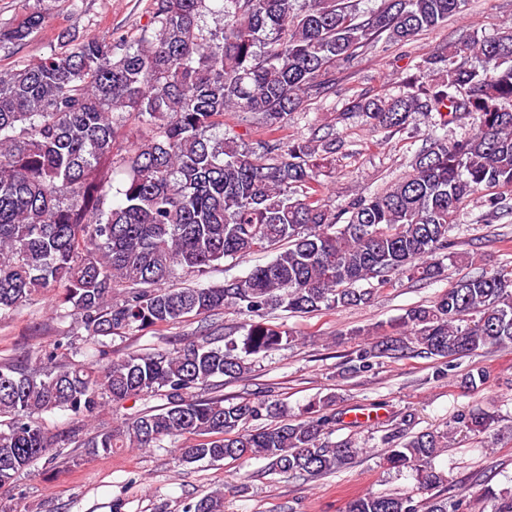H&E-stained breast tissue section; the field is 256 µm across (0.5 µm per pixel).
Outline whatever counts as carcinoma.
<instances>
[{
	"label": "carcinoma",
	"instance_id": "carcinoma-1",
	"mask_svg": "<svg viewBox=\"0 0 512 512\" xmlns=\"http://www.w3.org/2000/svg\"><path fill=\"white\" fill-rule=\"evenodd\" d=\"M151 0L146 34L135 41L85 37L47 56L0 70V314L53 290L58 307L105 345L119 333L174 325L188 317L240 308L252 316L230 333L185 339L168 351L130 353L93 369L41 350L0 365V489L39 460L52 464L54 440L40 416L55 410L94 418L106 404L154 394L165 403L80 444L86 454L160 448L183 437L179 462L266 461L265 472L317 479L368 452L352 439L332 442L334 395L315 398L295 419L271 395L239 402L202 393L239 379L248 358L295 342L265 322L282 310L317 314L370 303L377 281L436 279L443 261L470 272L427 305L411 307L390 332L355 329L362 348L346 374L382 358L470 357L512 348V266L474 265L448 233L460 207L479 200L486 223L512 213V25L433 48L418 68L434 82L400 79L395 95L361 94L347 110L381 128L403 127L413 112L439 125L473 118L474 134L433 138L411 170L386 191L333 210L319 179L336 138L314 132L285 139L288 114L325 98L319 77L348 64L381 36L406 44L448 24L469 0ZM219 17L207 25L208 16ZM32 11L0 29L20 44L42 28ZM261 116L266 138L255 151L216 137L224 114ZM141 137L118 161L112 152L124 123ZM124 178L109 202L114 173ZM260 251L273 260L222 285L166 287L175 270L200 274L228 258ZM266 419L268 424L250 426ZM498 424L482 409L442 430L413 431L400 414L379 437L381 464L411 472L416 489L364 492L345 512H459L436 493L448 476L435 465L463 431L484 440ZM489 512H512V489H479ZM184 512H224L213 491Z\"/></svg>",
	"mask_w": 512,
	"mask_h": 512
}]
</instances>
